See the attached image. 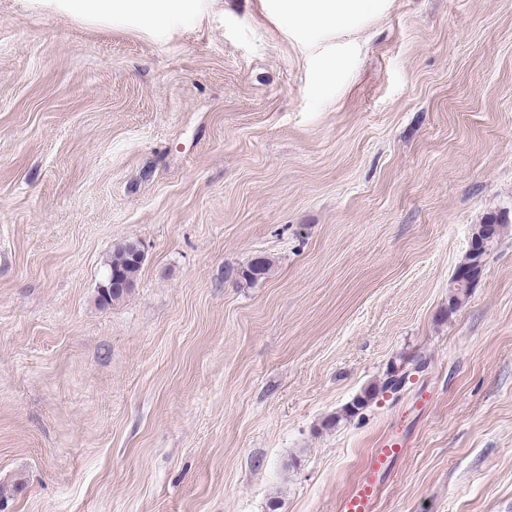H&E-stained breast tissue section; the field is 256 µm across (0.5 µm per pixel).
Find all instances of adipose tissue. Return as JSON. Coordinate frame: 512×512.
<instances>
[{"label": "adipose tissue", "mask_w": 512, "mask_h": 512, "mask_svg": "<svg viewBox=\"0 0 512 512\" xmlns=\"http://www.w3.org/2000/svg\"><path fill=\"white\" fill-rule=\"evenodd\" d=\"M36 6L96 23L134 17L162 29L200 11L202 0H34ZM288 22L307 30H346L384 10L388 0H282Z\"/></svg>", "instance_id": "adipose-tissue-1"}]
</instances>
